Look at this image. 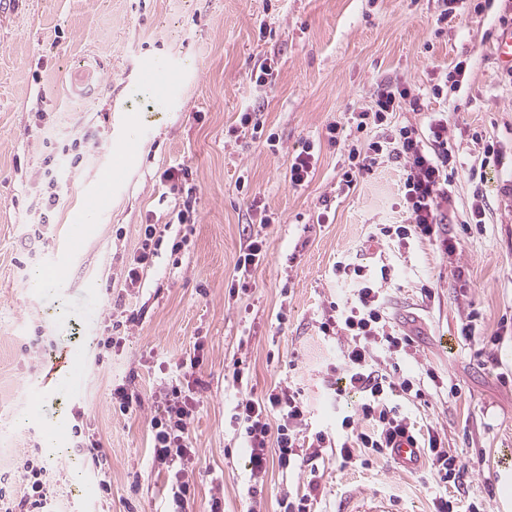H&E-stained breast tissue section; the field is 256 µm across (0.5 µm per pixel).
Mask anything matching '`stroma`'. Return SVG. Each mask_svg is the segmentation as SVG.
I'll list each match as a JSON object with an SVG mask.
<instances>
[{
    "label": "stroma",
    "instance_id": "1",
    "mask_svg": "<svg viewBox=\"0 0 512 512\" xmlns=\"http://www.w3.org/2000/svg\"><path fill=\"white\" fill-rule=\"evenodd\" d=\"M445 8L444 0H0V476L17 483L18 466L45 448L54 424L45 479L67 512H170L167 476L148 450L150 422L199 339L206 355L189 431L199 455L187 472L195 486L188 512H209L216 499L224 512H279L310 475L273 460L261 492L251 493L231 409L245 388L261 396L287 385L300 390L313 427L335 429L337 411L352 412L354 398L337 405L326 395L341 343L319 330L330 302L349 294L333 270L348 256L374 271L390 267L387 313L414 340L408 353L382 357V367L439 377L423 398L400 393L396 403L415 427H434L446 447L473 460L468 490L486 512H512V77L494 55L512 0L448 19ZM267 58L273 74L251 93L246 76ZM149 61L175 67L172 87L137 80ZM461 61L469 105L457 112L432 87ZM395 84L422 103L397 112L395 125L422 129L429 113L448 114L459 168L450 187L457 219L445 230L459 246L447 256L433 240L401 245L377 235V225L405 218L399 164L376 165L346 191L344 152L326 144L327 124L347 125L378 88ZM252 96L261 104L257 139L239 131ZM478 134L500 150L480 186L470 177L481 159ZM309 142L320 148L316 171L292 186L289 163ZM65 147L81 161L63 168L64 204L45 222L44 160ZM181 164L192 171L189 187L174 191L163 174ZM107 181L104 209L81 223ZM478 189L485 222L462 231ZM255 202L272 223L255 222ZM186 204L194 224L184 250L161 247L144 284L126 288L142 225L176 221ZM251 234L267 239V256L250 291L232 298L226 284ZM69 244L64 287L30 288L47 257ZM112 294L139 320L104 357L98 341L121 318ZM472 313L467 338L461 327ZM56 347L82 377L78 390L65 384L44 400L24 381L43 372ZM118 384L140 395L135 412L113 410ZM77 411L107 453L110 493L73 446ZM317 479L312 512L371 496L395 512H434L444 493L427 462L408 470L389 456L344 465L329 455Z\"/></svg>",
    "mask_w": 512,
    "mask_h": 512
}]
</instances>
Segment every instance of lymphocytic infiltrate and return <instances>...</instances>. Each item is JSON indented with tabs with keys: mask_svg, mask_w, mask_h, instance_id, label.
<instances>
[{
	"mask_svg": "<svg viewBox=\"0 0 512 512\" xmlns=\"http://www.w3.org/2000/svg\"><path fill=\"white\" fill-rule=\"evenodd\" d=\"M419 110L417 96L402 86L378 90L369 106L354 119L357 139H349L339 123L326 127L329 146L344 147L347 159L339 174L342 186L356 187L363 174L381 160L401 164L403 177L401 199L408 222L380 227L385 237L399 241L410 238L439 241L444 253H454L455 240L441 236L446 221V207L451 198L448 186L457 169L456 159L448 147V117L436 112L425 129L411 125L395 126L394 112ZM338 281L348 283L353 291L349 301L331 302L330 312L321 322L324 336H343L347 345L341 352L342 361L335 368L336 377L329 384L330 396L338 400L354 395L359 399L356 415L341 420L342 437L317 431L309 446L297 442V429L307 425L309 410L299 391L291 387H274L263 397L242 395L232 408L231 420L237 427L249 451L250 478L262 484L269 458H276L282 469H307L317 472V462L325 449H334L342 463L352 462L358 449L371 454H390L397 438L412 436L413 431L399 407L390 405L389 392L422 397L423 391L415 378L392 380L379 364L381 355H398L410 349L413 340L392 325L386 314V290L390 279L389 267H380L370 274L365 265L340 257L336 262ZM203 345L195 343L192 354L182 360L179 373L168 385L164 411L151 421L150 455L153 464L168 474L170 490L177 512H186L195 496V489L185 478V467L194 463L199 451L192 447L189 429L196 413L190 387L203 363ZM279 416L278 426H271V416ZM368 422L364 431H356V419ZM420 446L427 455L440 481L448 484L452 495L435 500V512H484L481 503L461 505L460 498L468 491L465 482L469 465L458 452L446 448L434 428H427ZM24 488L21 495L10 494L0 485V512H48L55 493L44 480V468L28 461L23 465Z\"/></svg>",
	"mask_w": 512,
	"mask_h": 512,
	"instance_id": "f902f5d3",
	"label": "lymphocytic infiltrate"
}]
</instances>
